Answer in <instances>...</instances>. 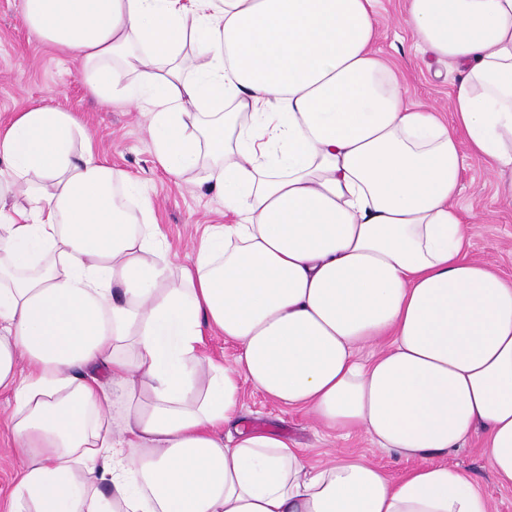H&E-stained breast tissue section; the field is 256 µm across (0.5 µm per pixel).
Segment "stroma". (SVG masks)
<instances>
[{"mask_svg": "<svg viewBox=\"0 0 512 512\" xmlns=\"http://www.w3.org/2000/svg\"><path fill=\"white\" fill-rule=\"evenodd\" d=\"M401 14L402 0H378L377 47L399 70L408 98L447 111L457 74L446 67L435 70L421 59L408 29L400 22ZM35 103L75 113L113 168L138 182L154 204L156 222L174 260L183 262L190 255L195 228L223 223L224 199L205 183L204 171L196 169L179 176L167 172L156 159L147 117L122 103L109 108L100 105L82 81L79 62L43 42L22 23L19 0H0V126ZM461 182L458 206L481 218L473 227L471 256L512 280V198L488 175L485 163L470 155L465 158ZM239 404L241 426L279 432L302 448L311 463H320L326 451L333 449L364 457L395 479L415 466L414 461L376 450L362 434L338 440L327 436L307 412L282 410L250 383H242ZM9 415L10 396L1 393L0 512H9L21 462ZM485 441L484 433L472 435L466 448L450 454L448 462L476 480L490 496L495 512H512V489L494 482L484 453Z\"/></svg>", "mask_w": 512, "mask_h": 512, "instance_id": "35a3bbf8", "label": "stroma"}]
</instances>
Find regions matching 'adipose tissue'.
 I'll return each instance as SVG.
<instances>
[{
  "instance_id": "1",
  "label": "adipose tissue",
  "mask_w": 512,
  "mask_h": 512,
  "mask_svg": "<svg viewBox=\"0 0 512 512\" xmlns=\"http://www.w3.org/2000/svg\"><path fill=\"white\" fill-rule=\"evenodd\" d=\"M375 5L20 0L101 104L149 114L170 173L204 165L233 220L174 265L73 113L0 128L10 512H492L446 462L478 429L512 488V282L469 258L456 204L465 154L512 174V0H404L416 50L460 74L448 121L379 54ZM210 334L233 365L203 355ZM244 381L417 465H311L239 427Z\"/></svg>"
}]
</instances>
